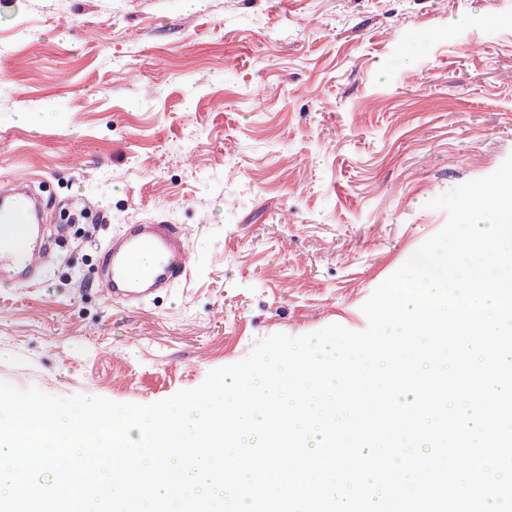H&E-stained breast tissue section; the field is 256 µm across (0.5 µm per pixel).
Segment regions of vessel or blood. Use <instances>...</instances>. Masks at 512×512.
<instances>
[{"mask_svg":"<svg viewBox=\"0 0 512 512\" xmlns=\"http://www.w3.org/2000/svg\"><path fill=\"white\" fill-rule=\"evenodd\" d=\"M39 208L13 191L0 193V222L30 226ZM28 249H18L0 232V281L13 286L38 283L52 256L41 231L29 233ZM188 249L185 231L177 224H134L113 235L102 252L100 268L107 279L103 293L112 302H142L186 277L182 261Z\"/></svg>","mask_w":512,"mask_h":512,"instance_id":"1","label":"vessel or blood"}]
</instances>
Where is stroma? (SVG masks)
Masks as SVG:
<instances>
[{"label": "stroma", "instance_id": "stroma-1", "mask_svg": "<svg viewBox=\"0 0 512 512\" xmlns=\"http://www.w3.org/2000/svg\"><path fill=\"white\" fill-rule=\"evenodd\" d=\"M512 156V0H0V184L96 215L0 288V380L150 404L361 307ZM191 271L101 293L128 224ZM188 250L187 236L179 224H132L112 236L102 252L100 268L107 279L105 297L112 302H142L167 290L186 277L182 258ZM150 252L153 263L138 267L135 257ZM179 257L174 264L171 259Z\"/></svg>", "mask_w": 512, "mask_h": 512}]
</instances>
